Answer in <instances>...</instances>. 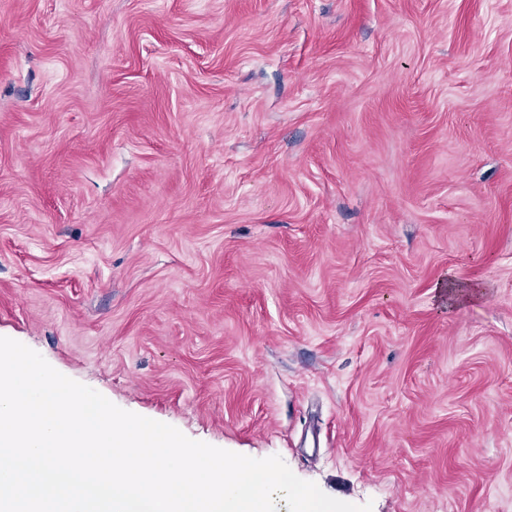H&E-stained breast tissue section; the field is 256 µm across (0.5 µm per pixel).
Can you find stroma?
<instances>
[{
    "mask_svg": "<svg viewBox=\"0 0 512 512\" xmlns=\"http://www.w3.org/2000/svg\"><path fill=\"white\" fill-rule=\"evenodd\" d=\"M0 337L372 512H512V0H0Z\"/></svg>",
    "mask_w": 512,
    "mask_h": 512,
    "instance_id": "35a3bbf8",
    "label": "stroma"
}]
</instances>
